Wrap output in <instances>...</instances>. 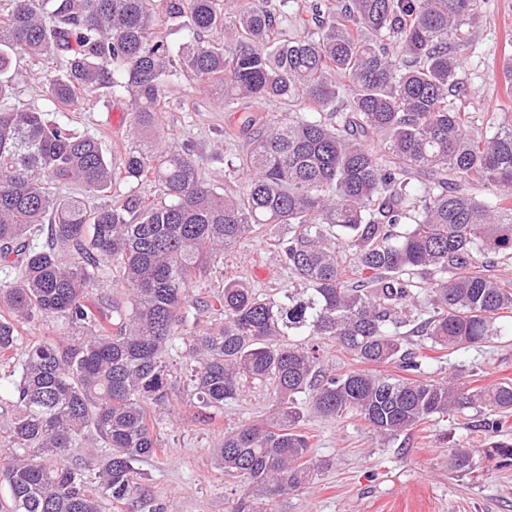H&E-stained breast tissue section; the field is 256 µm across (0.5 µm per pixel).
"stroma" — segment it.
Returning <instances> with one entry per match:
<instances>
[{"mask_svg": "<svg viewBox=\"0 0 512 512\" xmlns=\"http://www.w3.org/2000/svg\"><path fill=\"white\" fill-rule=\"evenodd\" d=\"M481 4L483 21L459 51L460 79L467 90L463 103L478 116L512 121L501 68L502 61L512 58V0ZM57 69L52 60L14 59L10 74L16 106L51 111L39 86ZM129 110L124 91L105 99L88 92L61 118L98 139L106 156L117 161L128 141ZM257 110L272 120L281 116L273 104L249 101L237 111H224L206 84L180 72L165 82L160 120L170 143L191 147L202 176L220 188L230 151L224 131L239 127L246 114ZM224 275L265 290L289 286L277 252L259 239L242 240L225 256ZM425 372L435 381L469 377L478 386L512 381V330L482 345L432 352ZM272 404L270 389L247 390L225 403L216 427L195 422L192 408L176 404L162 425L166 455L139 464L141 486L161 512H230L244 486L225 476L212 450L223 441L225 429L265 419ZM303 428L312 455L330 460L331 466L302 493L274 503L273 512H512V463L484 456L492 438L483 431L435 419L382 441L359 417L325 421L310 412ZM457 446L477 451L475 470L459 478L448 473V451Z\"/></svg>", "mask_w": 512, "mask_h": 512, "instance_id": "1", "label": "stroma"}]
</instances>
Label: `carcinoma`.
I'll return each instance as SVG.
<instances>
[{
    "mask_svg": "<svg viewBox=\"0 0 512 512\" xmlns=\"http://www.w3.org/2000/svg\"><path fill=\"white\" fill-rule=\"evenodd\" d=\"M8 0L0 9V512H104L141 492L136 464L164 451L160 425L182 380L203 425L257 386L269 417L224 431L214 450L244 480L231 512L269 505L330 467L300 431L305 398L321 417L360 416L381 438L433 417L484 416L501 431L512 381L473 387L424 376L419 346L458 350L501 335L512 284V126L453 105L463 28L480 0ZM192 31L174 45L159 21ZM220 30L224 41L205 40ZM55 59L42 96L130 97L131 145L115 168L97 139L20 109L16 57ZM193 73L234 112L271 101L288 117L250 114L251 138L227 159L220 193L189 148L166 144L158 106L166 78ZM344 111H336V99ZM126 183L150 181L146 202ZM79 190L60 196L54 184ZM492 191L488 198L473 193ZM261 235L296 287L266 292L233 278L206 298L197 273L224 276V253ZM60 322V335L19 348L21 330ZM368 365L328 374L324 341ZM98 441L90 461L77 450ZM473 448H453L465 476Z\"/></svg>",
    "mask_w": 512,
    "mask_h": 512,
    "instance_id": "carcinoma-1",
    "label": "carcinoma"
}]
</instances>
